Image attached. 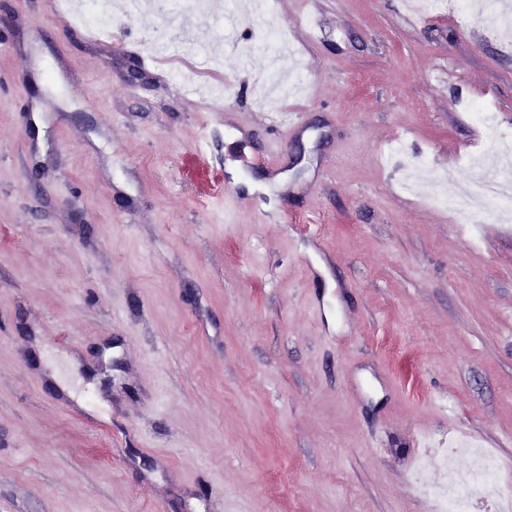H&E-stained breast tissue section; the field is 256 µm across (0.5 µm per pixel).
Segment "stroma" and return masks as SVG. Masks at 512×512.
<instances>
[{
    "mask_svg": "<svg viewBox=\"0 0 512 512\" xmlns=\"http://www.w3.org/2000/svg\"><path fill=\"white\" fill-rule=\"evenodd\" d=\"M274 9L308 81L275 112L250 25L213 69L134 80L193 28L0 0V512H436L417 434L512 481V221L405 189L504 166L468 105L512 131V36L407 0ZM83 22L90 27L106 28L112 25L114 14L100 0H80Z\"/></svg>",
    "mask_w": 512,
    "mask_h": 512,
    "instance_id": "1",
    "label": "stroma"
}]
</instances>
